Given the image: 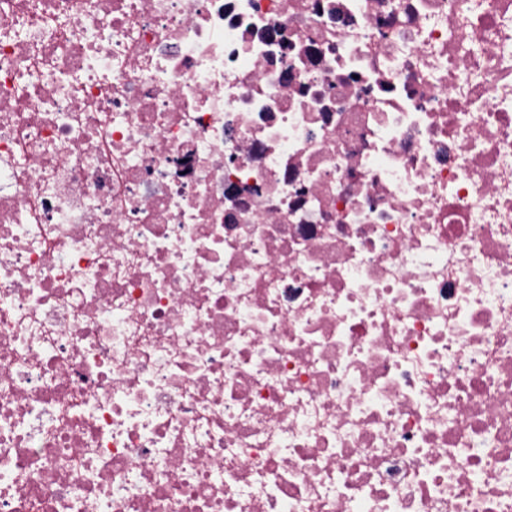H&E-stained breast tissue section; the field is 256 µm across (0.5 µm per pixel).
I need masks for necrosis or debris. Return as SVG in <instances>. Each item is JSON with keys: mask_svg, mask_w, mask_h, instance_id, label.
I'll list each match as a JSON object with an SVG mask.
<instances>
[{"mask_svg": "<svg viewBox=\"0 0 512 512\" xmlns=\"http://www.w3.org/2000/svg\"><path fill=\"white\" fill-rule=\"evenodd\" d=\"M0 512H512V0H0Z\"/></svg>", "mask_w": 512, "mask_h": 512, "instance_id": "4bbe7bcc", "label": "necrosis or debris"}]
</instances>
